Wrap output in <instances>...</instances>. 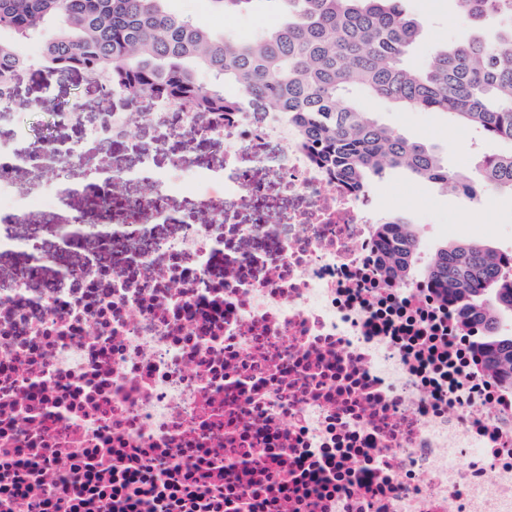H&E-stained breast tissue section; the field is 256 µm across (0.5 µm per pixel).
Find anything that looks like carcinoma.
Returning a JSON list of instances; mask_svg holds the SVG:
<instances>
[{
    "instance_id": "obj_1",
    "label": "carcinoma",
    "mask_w": 512,
    "mask_h": 512,
    "mask_svg": "<svg viewBox=\"0 0 512 512\" xmlns=\"http://www.w3.org/2000/svg\"><path fill=\"white\" fill-rule=\"evenodd\" d=\"M167 0H0V74L27 65L24 43L53 26L44 52L50 65L82 70L122 89L132 103L144 96L175 98L197 112L229 108L224 87L284 112L313 158L356 191L370 176L405 169L423 182L452 185L468 196L512 193V150L486 155L469 176L448 169L422 142L378 122L359 92L402 109L444 112L490 141L512 143V0H454L474 34L433 48L417 69L406 58L421 25L400 0H266L274 23L252 38H229L170 11ZM223 13L256 0H210ZM205 75L203 82L199 77ZM384 255L393 277L409 274L420 242L403 221L383 225ZM433 285L457 304L461 322L488 319L475 337L476 362L512 385V255L483 242L445 245L430 258Z\"/></svg>"
}]
</instances>
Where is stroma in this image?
Segmentation results:
<instances>
[{"mask_svg":"<svg viewBox=\"0 0 512 512\" xmlns=\"http://www.w3.org/2000/svg\"><path fill=\"white\" fill-rule=\"evenodd\" d=\"M171 10L216 32L239 37L259 31L267 14L263 6L241 14L225 15L208 9L206 0H168ZM403 10L422 25L420 48L411 55L413 66L423 67L430 61L431 47L468 36L472 23L459 14L451 0H401ZM42 41L26 47L29 67L14 83L13 93L19 111L38 104L45 91H52L60 109L78 107L87 119L102 111L103 101L91 77L78 70H59L42 62ZM362 107L374 113L383 124L411 139L431 145L449 169L468 173L476 158L496 151L493 143L475 141L471 130L455 123L439 112L423 109L404 111L381 100L362 98ZM371 191L375 204L384 218H397L411 224L421 245L435 251L450 242L466 241L469 228L486 226L483 241L495 250L512 251V195L486 192L471 198L461 191L417 180L402 169H388L373 178Z\"/></svg>","mask_w":512,"mask_h":512,"instance_id":"1","label":"stroma"}]
</instances>
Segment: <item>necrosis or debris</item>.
Masks as SVG:
<instances>
[{
  "label": "necrosis or debris",
  "instance_id": "1",
  "mask_svg": "<svg viewBox=\"0 0 512 512\" xmlns=\"http://www.w3.org/2000/svg\"><path fill=\"white\" fill-rule=\"evenodd\" d=\"M104 95L77 139H0V512H512V387L387 277L372 195L284 113ZM259 169L294 203L243 224ZM202 191L209 223L172 212Z\"/></svg>",
  "mask_w": 512,
  "mask_h": 512
}]
</instances>
